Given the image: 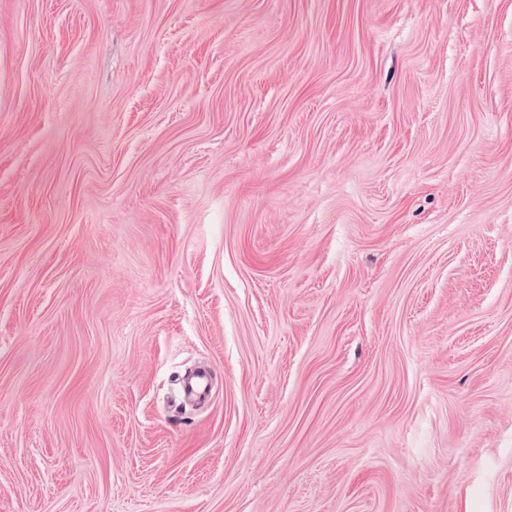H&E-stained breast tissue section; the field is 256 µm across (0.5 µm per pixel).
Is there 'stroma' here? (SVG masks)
I'll return each mask as SVG.
<instances>
[{"instance_id":"35a3bbf8","label":"stroma","mask_w":512,"mask_h":512,"mask_svg":"<svg viewBox=\"0 0 512 512\" xmlns=\"http://www.w3.org/2000/svg\"><path fill=\"white\" fill-rule=\"evenodd\" d=\"M0 512H512V0H0Z\"/></svg>"}]
</instances>
